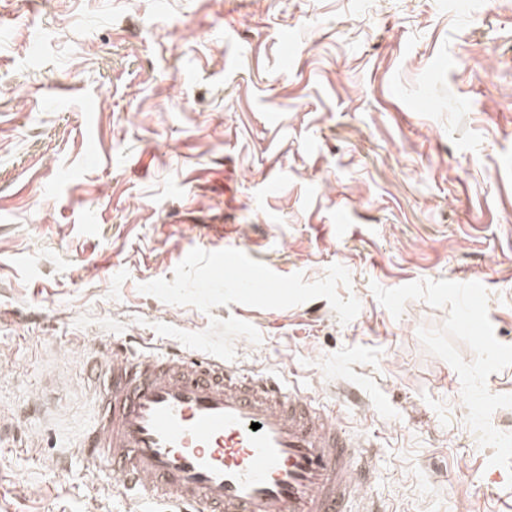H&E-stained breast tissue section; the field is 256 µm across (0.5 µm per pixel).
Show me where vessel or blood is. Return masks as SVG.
Masks as SVG:
<instances>
[{"label":"vessel or blood","instance_id":"vessel-or-blood-1","mask_svg":"<svg viewBox=\"0 0 512 512\" xmlns=\"http://www.w3.org/2000/svg\"><path fill=\"white\" fill-rule=\"evenodd\" d=\"M82 362L99 406L85 461L169 512H350L364 498L369 440L274 377L161 348Z\"/></svg>","mask_w":512,"mask_h":512}]
</instances>
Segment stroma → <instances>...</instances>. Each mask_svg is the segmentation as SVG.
Masks as SVG:
<instances>
[{"mask_svg":"<svg viewBox=\"0 0 512 512\" xmlns=\"http://www.w3.org/2000/svg\"><path fill=\"white\" fill-rule=\"evenodd\" d=\"M113 342L315 397L381 512H512V0H0V512H165L76 452Z\"/></svg>","mask_w":512,"mask_h":512,"instance_id":"stroma-1","label":"stroma"}]
</instances>
